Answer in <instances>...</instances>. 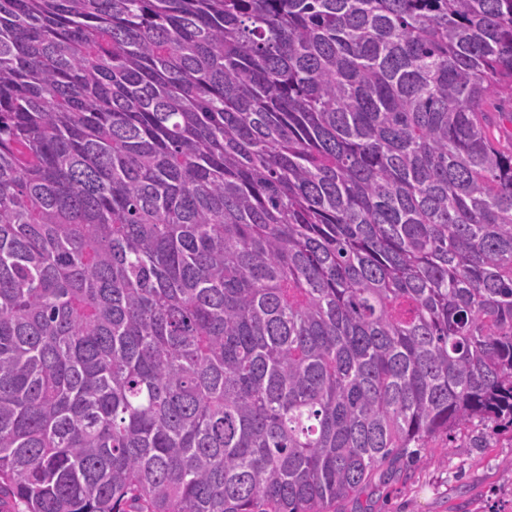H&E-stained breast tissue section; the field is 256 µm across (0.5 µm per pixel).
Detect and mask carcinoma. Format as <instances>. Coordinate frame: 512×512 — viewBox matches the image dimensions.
Instances as JSON below:
<instances>
[{"mask_svg": "<svg viewBox=\"0 0 512 512\" xmlns=\"http://www.w3.org/2000/svg\"><path fill=\"white\" fill-rule=\"evenodd\" d=\"M512 0H0V512H338L512 418Z\"/></svg>", "mask_w": 512, "mask_h": 512, "instance_id": "cac0c4a2", "label": "carcinoma"}]
</instances>
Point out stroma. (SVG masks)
<instances>
[{"instance_id": "1", "label": "stroma", "mask_w": 512, "mask_h": 512, "mask_svg": "<svg viewBox=\"0 0 512 512\" xmlns=\"http://www.w3.org/2000/svg\"><path fill=\"white\" fill-rule=\"evenodd\" d=\"M487 435L486 447H474ZM341 512H512V423L488 421L440 434L412 461L385 472L381 490L364 488Z\"/></svg>"}]
</instances>
